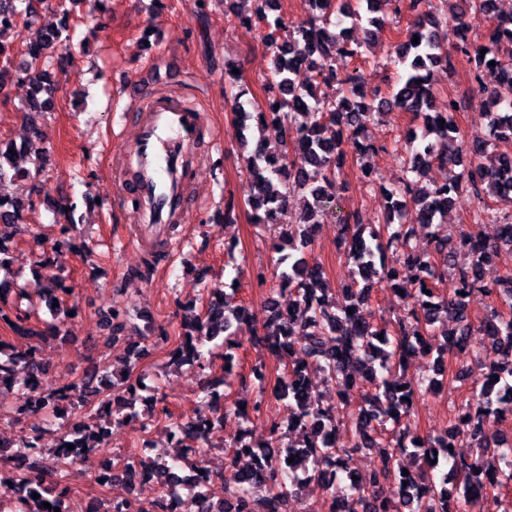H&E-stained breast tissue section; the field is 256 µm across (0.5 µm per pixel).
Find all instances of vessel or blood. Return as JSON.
I'll return each mask as SVG.
<instances>
[{
  "instance_id": "b4317fda",
  "label": "vessel or blood",
  "mask_w": 512,
  "mask_h": 512,
  "mask_svg": "<svg viewBox=\"0 0 512 512\" xmlns=\"http://www.w3.org/2000/svg\"><path fill=\"white\" fill-rule=\"evenodd\" d=\"M127 93L137 105L136 134L121 146L125 162L117 191L131 197L142 215L140 239H164L171 224L188 212L186 189L198 175L203 142L218 148L222 141L179 93L147 78L130 85Z\"/></svg>"
}]
</instances>
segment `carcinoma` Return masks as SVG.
I'll return each instance as SVG.
<instances>
[{
	"label": "carcinoma",
	"mask_w": 512,
	"mask_h": 512,
	"mask_svg": "<svg viewBox=\"0 0 512 512\" xmlns=\"http://www.w3.org/2000/svg\"><path fill=\"white\" fill-rule=\"evenodd\" d=\"M58 0L62 15L57 29H39L27 43L25 58L13 66L11 50L3 36L11 30L34 26L39 7L48 0H0V92L13 79L28 84L29 96L22 107L26 132L20 142L0 138V182L25 181L27 198H5L0 203V224L19 227L43 192L40 179L47 161L46 127L40 117L53 110L49 95L50 69L67 58L71 13ZM308 17L287 24L269 16L264 7L256 12L264 24V43L273 53V74L262 85L269 111L245 97L231 93L227 101L234 112L238 138L250 176L246 203L254 224L278 228L270 247L271 276L258 279L270 283V316L258 337L271 351L277 366L272 388H267L265 368L255 366L250 375L237 364V331L247 320L236 289L219 284L205 288L206 304L193 323L181 327L168 353V364L176 369L189 365L201 371L224 361V376L203 388L204 408L192 418L168 417L163 426L175 454L158 448L150 455L133 453L112 465V483L130 484L153 475L182 473L191 453L209 447L212 433L224 421H243L261 411L267 395L288 408V423L269 422L268 436L255 442L246 431L235 435L224 448V471L232 470L233 485L224 500L209 498L203 483L190 478L182 483H159L161 496L145 503L139 499H114L107 507L95 505L88 512H172L170 498H178L183 512H294L305 487L317 484L326 493L328 512H483L488 497H498L512 485V438L500 428L512 416V275L501 282L484 281L481 268L505 251L512 252V210L490 207L487 197L510 200L502 177L509 159L505 153L491 155L483 140H464L453 121L454 99L443 107L434 105L431 75L436 68L453 69V54L465 56L473 79L491 99L484 119L492 138L512 128V41L502 33L512 30V18L489 13L487 0L480 9L488 34L480 44L471 42L469 23L464 21L468 0H454L456 14L439 12L435 0H306ZM392 6L394 17L414 15L407 40L394 45L387 63L399 75L386 92L369 88L363 70L354 61L363 58L372 37L385 28L378 16L379 3ZM359 24L366 33L363 42L344 38L347 24ZM419 37L414 43L412 39ZM486 50L480 54V50ZM494 66H489V62ZM306 67L312 73L305 85L294 83V72ZM279 108H274V105ZM394 112L407 113L422 125L415 138L404 144L409 160L401 175L384 188V209L375 224H362L349 212L340 220L342 236L338 249L351 264L350 284L332 288L325 270L306 260L315 226L331 215L336 192L344 185L343 167L347 150L358 155L376 151L362 138L367 125ZM280 127L282 136L273 150L263 137L254 136V126ZM296 153L307 168L296 169L290 153ZM436 164L448 170L445 183L423 186L422 169ZM304 195V211L297 224L281 225L277 215ZM468 197L474 217L498 225L494 241H481L461 234L455 249L439 243L436 252L421 254L412 245L413 224L404 220L413 211L427 227L443 223L444 210ZM64 218L60 226L63 243L80 239L73 220L74 207L59 206ZM453 275V288L440 286ZM384 282L395 293L416 291L418 308L396 312L379 323L370 309L373 286ZM414 289L407 288V285ZM482 291L492 298L489 314L474 324L467 298ZM288 294V309L280 311L275 295ZM71 294L67 278L59 277L42 291L41 301L49 318L39 310L23 306L24 288L0 280V323L28 344L6 351L0 339V391L17 390L14 420L40 412L47 418L64 419V431L53 450L59 466L53 471V487L46 485L49 468L44 465L40 436L22 433L9 447L12 452L13 488L0 497V512H68L69 487L62 453L74 445L72 461L85 464L100 448L110 426L139 418L138 398L130 395L131 382L115 388L113 372L97 368L81 381L65 387L46 382L49 369L40 362L38 341L65 334ZM130 311L122 305L111 310L112 335L118 343L127 329ZM383 338H378V335ZM483 336L475 356L486 369L473 382L458 406L459 434L476 449L464 457L455 452L454 429L418 433L415 403L440 387L445 359L469 350L471 337ZM416 353L432 359L434 376L415 380L407 374L404 359ZM319 374L321 387L312 385L309 372ZM258 381L252 406L233 397L245 388L249 376ZM224 390H218V387ZM106 388L94 424L78 416L88 398ZM362 393L357 413H351V395ZM349 424L343 441L337 427ZM372 450L379 463L364 477L354 475L352 456ZM293 462H288V459ZM408 474H402V470ZM205 474L209 481L214 476ZM188 490L182 497L180 490ZM265 496L258 500L257 491ZM40 498H32L33 494ZM50 507H43V503Z\"/></svg>",
	"instance_id": "obj_1"
}]
</instances>
